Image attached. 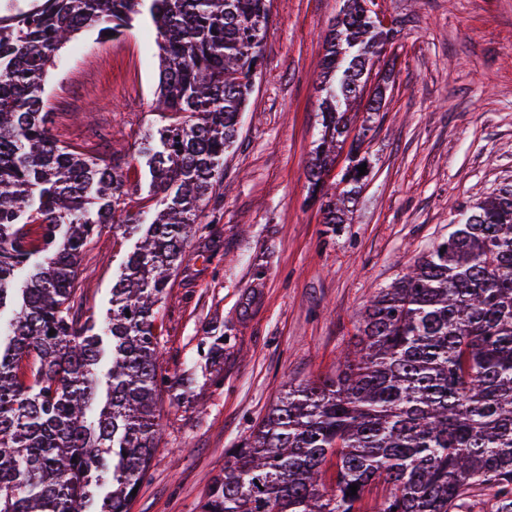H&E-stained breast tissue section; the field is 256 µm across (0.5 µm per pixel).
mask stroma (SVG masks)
<instances>
[{
    "label": "stroma",
    "instance_id": "1",
    "mask_svg": "<svg viewBox=\"0 0 512 512\" xmlns=\"http://www.w3.org/2000/svg\"><path fill=\"white\" fill-rule=\"evenodd\" d=\"M343 0H270L264 66L224 177L185 245L160 312L161 440L129 512H200L224 451L250 438L288 386L335 374L370 301L447 236L459 204L512 184V0H377L396 37L372 66L393 73L362 146L367 171L345 224L311 199L322 129L324 37ZM150 21L112 40L88 30L45 83L52 133L105 161L134 155L158 83ZM109 136L93 138L95 130ZM137 243L104 228L76 286L102 321ZM223 337L224 350L209 348Z\"/></svg>",
    "mask_w": 512,
    "mask_h": 512
}]
</instances>
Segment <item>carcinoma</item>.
Instances as JSON below:
<instances>
[{
  "label": "carcinoma",
  "mask_w": 512,
  "mask_h": 512,
  "mask_svg": "<svg viewBox=\"0 0 512 512\" xmlns=\"http://www.w3.org/2000/svg\"><path fill=\"white\" fill-rule=\"evenodd\" d=\"M370 0H344L322 61V133L308 170L326 223L358 193L362 139L325 177L350 113L380 112L368 65L392 35ZM157 34L162 121L138 154L158 196L149 220L131 163L60 145L44 81L56 53L95 26L117 39L140 17ZM269 0H48L0 28V512H128L161 436L157 321L202 202L224 174L262 56ZM448 237L379 292L336 376L289 386L241 448L224 450L202 512H452L489 485L512 512V185L469 205ZM40 225V244L26 226ZM112 226L139 235L100 328L74 288L86 246ZM54 335H49L50 330ZM105 370H100L104 346ZM336 458L335 487L321 469ZM358 485L350 494V485Z\"/></svg>",
  "instance_id": "obj_1"
}]
</instances>
